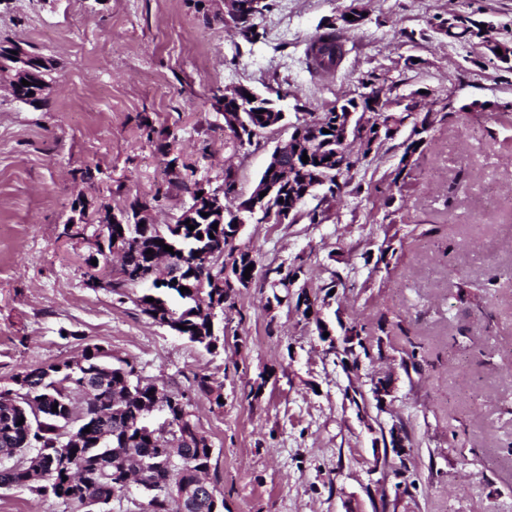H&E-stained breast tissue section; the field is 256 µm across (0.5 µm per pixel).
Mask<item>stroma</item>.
I'll list each match as a JSON object with an SVG mask.
<instances>
[{
  "label": "stroma",
  "instance_id": "stroma-1",
  "mask_svg": "<svg viewBox=\"0 0 512 512\" xmlns=\"http://www.w3.org/2000/svg\"><path fill=\"white\" fill-rule=\"evenodd\" d=\"M357 2L363 26L346 32L336 72L318 75L309 39ZM223 10L0 0V46L30 45L56 64L37 109L13 98L0 69V390L97 344L170 390L197 373L222 382L223 406L196 395L192 412L224 512H512V70L438 29L469 15L512 42V0H276L252 44L214 21ZM370 75L384 97L415 95L435 118L405 187L390 185L396 138L353 169L340 198L304 203L322 206V223L245 224L236 244L258 272H304L286 289L238 292L223 347L208 353L90 286L86 241L62 234L77 196L95 218L151 200L154 222L170 224L188 199L168 159L214 187L232 169L246 196L286 144L278 129L240 146L213 90L244 85L304 117L356 96ZM474 100L496 109L465 110ZM387 224L398 234L382 267ZM303 290L309 319L296 308ZM354 321L366 326L356 359L335 351ZM377 374L393 387L382 404L366 382Z\"/></svg>",
  "mask_w": 512,
  "mask_h": 512
}]
</instances>
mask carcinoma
<instances>
[{
	"mask_svg": "<svg viewBox=\"0 0 512 512\" xmlns=\"http://www.w3.org/2000/svg\"><path fill=\"white\" fill-rule=\"evenodd\" d=\"M307 64L313 70L331 73L345 55L342 29L329 23L306 47ZM53 66L44 67L28 86H19L17 97L29 99L40 90L38 82H48ZM425 113L420 120L421 135L405 152L415 153L424 144L434 121ZM336 165V143L320 142L308 162H299L306 174L320 166ZM137 211L124 225L127 237L122 268L103 272L109 292L123 300L127 290L151 284L135 303L141 312L158 324L186 327L183 337L209 352L217 349L221 337L214 334L224 312L235 307L236 295L215 294L212 282L222 278V253L238 255L242 268L249 251L235 245V226L242 212L234 174L224 172V223L188 225L135 223ZM173 248L169 253L163 245ZM152 254H146L147 250ZM186 287L190 292H181ZM23 393L13 399L0 396V486L25 487L31 493L50 494L66 512H106L115 494L131 493L132 483L147 454L175 457L172 467L150 474L157 486H195L193 495L181 499L164 494L147 499V512H214L224 500L214 501L215 487H199L206 479L213 452L192 418L184 419L180 409L168 407L172 428L166 435L148 431L146 422L153 405L154 385L142 382L135 366H116L105 349H83L76 361L35 367L12 377ZM222 385L208 375H196L193 392L213 399L221 406ZM57 411H52V408ZM24 423H19V420ZM90 432H85V429ZM67 459L69 466L59 471L54 483L39 479L46 463Z\"/></svg>",
	"mask_w": 512,
	"mask_h": 512,
	"instance_id": "1",
	"label": "carcinoma"
}]
</instances>
